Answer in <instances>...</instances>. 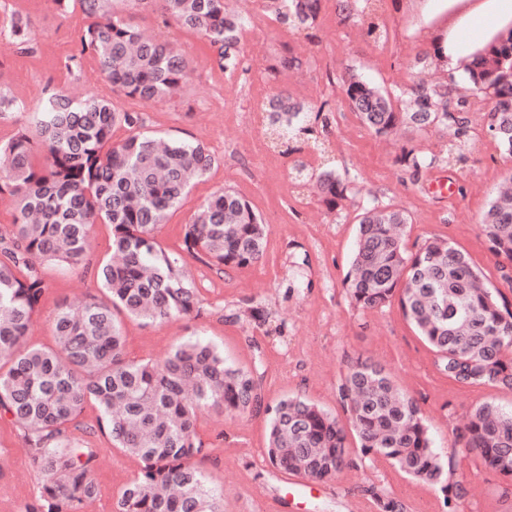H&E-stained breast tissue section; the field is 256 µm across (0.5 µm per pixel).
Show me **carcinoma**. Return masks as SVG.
Masks as SVG:
<instances>
[{
	"label": "carcinoma",
	"mask_w": 512,
	"mask_h": 512,
	"mask_svg": "<svg viewBox=\"0 0 512 512\" xmlns=\"http://www.w3.org/2000/svg\"><path fill=\"white\" fill-rule=\"evenodd\" d=\"M115 2L51 0L58 14L78 9L88 20L80 48L66 56L65 67L80 70L90 57L112 93L138 102L179 93L191 76L185 56L166 42L141 38L118 15ZM125 2L161 9L179 27L208 40L220 69H236L247 22L225 13L224 0ZM320 8L321 0L262 4L269 18L291 29L314 28ZM337 18L341 24L357 21L367 37L383 39L375 6L366 14L361 0H340ZM31 34L29 18L0 12L6 48L25 49ZM454 41L452 29L433 39L418 56L411 85L399 92L350 72L338 75L336 86L376 135L400 126L424 132L453 123L447 158L463 161L469 151L461 139L463 118L448 110L454 87L425 79L427 70L444 68L456 57ZM464 59L472 94L492 96L488 131L512 158V18L498 22ZM288 101L277 98L265 116L269 138L289 143L288 153L301 150L302 143L324 152L326 105L293 112ZM25 110L0 89V120ZM117 127L125 128L120 139L113 138ZM434 161L406 147L399 156L416 173ZM214 163L204 144L152 133L141 113L121 110L102 94L74 100L51 93L30 127L0 140V194L15 202L14 238H0V415L20 426L40 479L38 495L23 512H81L97 496L98 449L69 432L89 404L99 411L98 430L138 461L115 512H224L220 489L193 463L203 450L198 421L211 408L229 416H267L265 454L275 474L327 483L354 464L355 453L438 487L448 506L463 497L466 490L445 471L418 402L372 362L358 358L347 365L339 387L345 425L301 396L265 402L264 373L228 362L216 345L200 338L179 343L158 361L127 358L120 315L156 325L199 315L196 288L185 279L179 255L161 247L156 230ZM317 183L327 210L342 208L348 186L336 168L322 169ZM99 220L112 228L110 256L97 270L103 296L77 308L61 305L54 317V346L28 345L32 316L45 292L40 263L79 265ZM356 220L343 279L350 304L372 310L398 302L449 379L512 389V304L484 285L470 259L448 240L434 238L408 252L405 211L367 202ZM481 225L489 250L512 262V199L496 195ZM265 249L262 219L229 189L214 193L184 226L181 250L219 271L252 265ZM351 433L354 449L348 445ZM455 439L476 465L512 483V408L492 400L473 407ZM373 498L379 512H406L401 500L383 490Z\"/></svg>",
	"instance_id": "obj_1"
}]
</instances>
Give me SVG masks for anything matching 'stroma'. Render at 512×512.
I'll return each instance as SVG.
<instances>
[{"instance_id": "35a3bbf8", "label": "stroma", "mask_w": 512, "mask_h": 512, "mask_svg": "<svg viewBox=\"0 0 512 512\" xmlns=\"http://www.w3.org/2000/svg\"><path fill=\"white\" fill-rule=\"evenodd\" d=\"M115 8L143 36L181 49L194 69L191 81L172 97L142 104L119 96L117 106L141 112L148 130L203 143L216 158L182 206L159 226L162 246L179 250L184 226L198 206L224 188L251 202L267 232L264 258L243 269L219 273L184 256L200 292V316L163 325L123 318L128 357L157 360L174 344L203 336L223 348L225 357L238 366L262 363L265 400L300 395L342 421L347 415L338 388L346 364L358 356L370 358L418 401L429 419L455 479L467 490L453 512H512V497H503L501 478L475 467L455 442V431L472 407L493 399L510 408L512 390L449 380L398 305L359 310L342 288L354 248L356 204L375 198L407 212L409 251L432 238L448 239L468 254L489 287L499 289L512 303V263L489 251L480 226L490 199L512 177V159L502 155L487 131L491 100L468 95V79L461 71L438 70V77H452L458 95L467 99L466 129L475 149L465 161H438L416 174L399 163L402 147L439 154L448 139L446 132L418 134L406 129L390 137L376 136L354 112L341 106L329 78L350 68L390 90L406 86L415 71L418 45L400 40L379 47L366 35L349 37L345 26L325 9L311 38L294 30L288 39H280L272 23L247 30L238 47L239 67L225 72L218 68L216 53L205 38L164 23L161 10L135 9L127 0H117ZM14 9L30 17L33 34L28 49L0 52V88L23 98L28 107L27 113L6 122L7 131L28 124L49 91L108 92L97 72L87 69L74 75L63 66L64 56L78 46L84 24L81 14L61 18L50 0H14ZM290 56L299 57L302 64L288 83H279L269 67L274 58ZM278 93L298 96L311 108L329 104L325 155L307 148L281 153L266 133L255 130L254 117L246 110L248 100ZM345 126L352 135L342 141L338 134ZM326 161L348 168L355 177L354 200L333 212L321 202L315 183H299L293 173L296 165L315 170ZM111 236L109 225H95L92 247L80 266L43 264L46 291L32 319L30 345H52L59 304L78 305L100 295L97 268L109 252ZM254 307L267 311L266 322L247 318ZM97 417V409L87 407L78 419L76 435L97 449L99 491L113 503L135 464L95 429ZM199 434L204 449L196 462L220 488L224 512H263L269 497L283 502L282 512H356L358 502L370 500L375 487L391 491L407 504L422 500L423 512H446L434 487L387 465L375 468L361 462L327 483L272 475L265 458L267 421L262 414L229 417L211 409L199 420ZM38 489L39 477L25 453L20 429L10 419L0 418V501L19 512Z\"/></svg>"}]
</instances>
